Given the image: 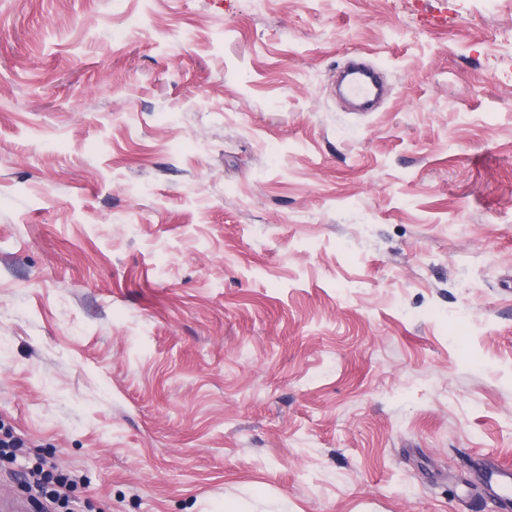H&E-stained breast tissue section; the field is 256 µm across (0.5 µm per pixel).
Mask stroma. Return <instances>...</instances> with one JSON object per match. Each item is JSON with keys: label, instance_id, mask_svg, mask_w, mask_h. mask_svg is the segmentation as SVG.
<instances>
[{"label": "stroma", "instance_id": "obj_1", "mask_svg": "<svg viewBox=\"0 0 512 512\" xmlns=\"http://www.w3.org/2000/svg\"><path fill=\"white\" fill-rule=\"evenodd\" d=\"M0 424L1 502L503 512L512 0H0ZM376 80L368 70H359L357 79H355L348 87V93L359 99H364V105L369 107L376 97ZM488 483L495 489L506 505L511 501L510 490L512 488V469L505 466H487L485 467Z\"/></svg>", "mask_w": 512, "mask_h": 512}]
</instances>
